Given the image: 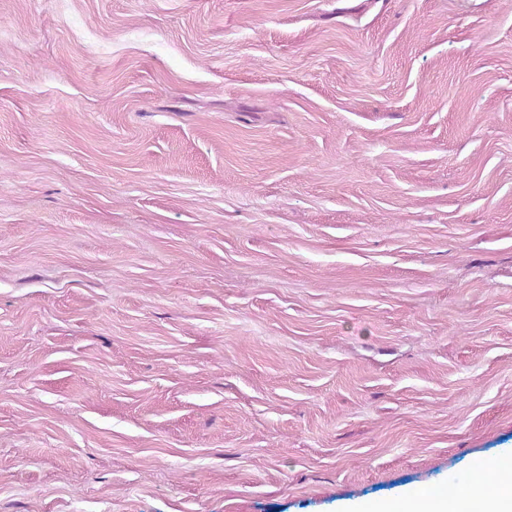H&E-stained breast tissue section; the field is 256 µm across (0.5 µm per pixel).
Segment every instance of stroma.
I'll return each instance as SVG.
<instances>
[{
	"instance_id": "1",
	"label": "stroma",
	"mask_w": 512,
	"mask_h": 512,
	"mask_svg": "<svg viewBox=\"0 0 512 512\" xmlns=\"http://www.w3.org/2000/svg\"><path fill=\"white\" fill-rule=\"evenodd\" d=\"M512 464V0H0V512H359Z\"/></svg>"
}]
</instances>
